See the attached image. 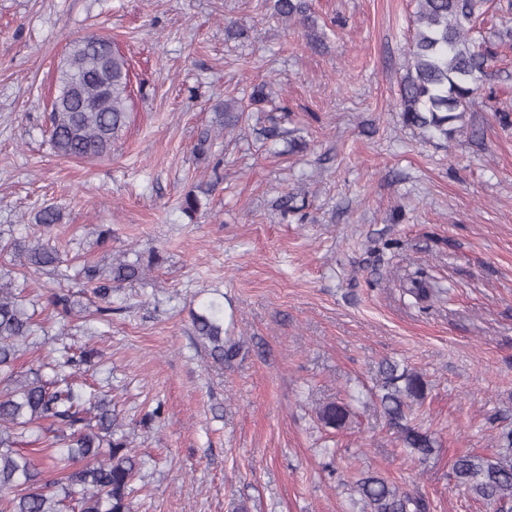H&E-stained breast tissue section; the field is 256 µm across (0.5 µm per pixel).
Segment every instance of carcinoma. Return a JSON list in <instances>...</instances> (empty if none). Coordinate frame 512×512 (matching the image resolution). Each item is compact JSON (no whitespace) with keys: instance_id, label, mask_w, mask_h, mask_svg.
Masks as SVG:
<instances>
[{"instance_id":"1","label":"carcinoma","mask_w":512,"mask_h":512,"mask_svg":"<svg viewBox=\"0 0 512 512\" xmlns=\"http://www.w3.org/2000/svg\"><path fill=\"white\" fill-rule=\"evenodd\" d=\"M415 32L401 83L399 103L407 125L442 140L453 138L488 71L494 53L474 41L486 0H415ZM281 19L311 21L308 0H271ZM125 58L108 37L74 40L59 69V93L52 100L50 138L65 158L106 155L126 125L131 96ZM269 85H253L250 104L269 102ZM244 109L224 100L216 124L232 130ZM0 259L24 269H47L60 261L58 250L36 237L0 243ZM144 274L140 262L120 261L105 269H85L95 294L109 297L114 282H133ZM408 292L419 302L433 297L427 282L411 280ZM221 306L212 302L192 317L196 335L217 360L233 358L238 347L224 342ZM32 335L31 316L19 285L0 277V512H63V497L77 495L78 512H131V483L140 467L126 439L117 436L112 400L85 395L66 377H48L40 369L20 371L17 361ZM422 373L395 361L380 364L376 402L387 426L397 434L402 451L424 461L439 448L434 433L415 424V412L427 397ZM327 428L341 430L351 418L349 406L336 401L317 412ZM502 451L494 457L457 456L451 464L455 486L473 497L512 512V431L503 434ZM363 512H432L421 492L403 488L370 471L353 483Z\"/></svg>"}]
</instances>
